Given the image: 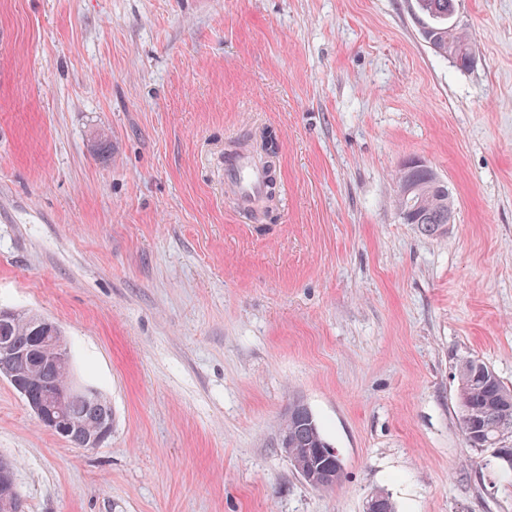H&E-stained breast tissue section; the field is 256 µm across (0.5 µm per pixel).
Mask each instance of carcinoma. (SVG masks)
Masks as SVG:
<instances>
[{
  "label": "carcinoma",
  "mask_w": 512,
  "mask_h": 512,
  "mask_svg": "<svg viewBox=\"0 0 512 512\" xmlns=\"http://www.w3.org/2000/svg\"><path fill=\"white\" fill-rule=\"evenodd\" d=\"M452 0H417L421 15L432 29L427 41L436 52L448 56L463 69L471 63L469 42L459 26L450 21ZM416 185L413 196L416 204L398 195L401 213L409 214L411 223L418 225L427 235H435L448 223V211L453 201L448 186L435 173L424 166L410 168ZM10 336L14 347L20 351H36L38 336L35 318L21 315L8 331L0 327V336ZM69 382L61 369L53 364L42 363L36 370V382L31 386L35 400H46L55 395L65 398V413L75 423L67 439L79 448L90 447L91 429L103 417L111 413L106 402L93 401L80 393L68 392ZM457 402L465 439L479 441L498 435L512 437V389L506 387L496 374L489 370L478 377L467 365H462L458 375ZM283 433L288 435V447L303 454L318 466L325 478L336 477V463L332 457L319 452L330 443L323 435L317 418L303 404L294 405L288 413Z\"/></svg>",
  "instance_id": "carcinoma-1"
}]
</instances>
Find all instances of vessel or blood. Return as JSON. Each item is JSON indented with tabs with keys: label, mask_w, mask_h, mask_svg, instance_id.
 Listing matches in <instances>:
<instances>
[{
	"label": "vessel or blood",
	"mask_w": 512,
	"mask_h": 512,
	"mask_svg": "<svg viewBox=\"0 0 512 512\" xmlns=\"http://www.w3.org/2000/svg\"><path fill=\"white\" fill-rule=\"evenodd\" d=\"M222 164L224 184L233 193L238 209L244 213L254 209L267 192V165L243 146L225 150Z\"/></svg>",
	"instance_id": "b4317fda"
}]
</instances>
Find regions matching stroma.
Here are the masks:
<instances>
[{"label": "stroma", "instance_id": "35a3bbf8", "mask_svg": "<svg viewBox=\"0 0 512 512\" xmlns=\"http://www.w3.org/2000/svg\"><path fill=\"white\" fill-rule=\"evenodd\" d=\"M415 0H0V307L53 321L112 411L76 448L0 378L24 512H512L458 372L512 388V0H458L461 69ZM275 135L250 220L218 147ZM451 224L397 206L405 162ZM301 403L342 462L281 447ZM422 164L419 160L408 162L406 170L409 166L410 171L414 178L416 191L413 196L416 197V202L412 205L409 204L410 198L407 197L412 191L415 190V185L411 175H404L398 192V201L401 214L405 217V213H409L410 222L407 224H418L421 231L426 235H436L444 224H450L453 209V201L448 192V186L440 181L435 173ZM400 192L403 193V196ZM418 205V206H417ZM417 206V207H415Z\"/></svg>", "mask_w": 512, "mask_h": 512}]
</instances>
